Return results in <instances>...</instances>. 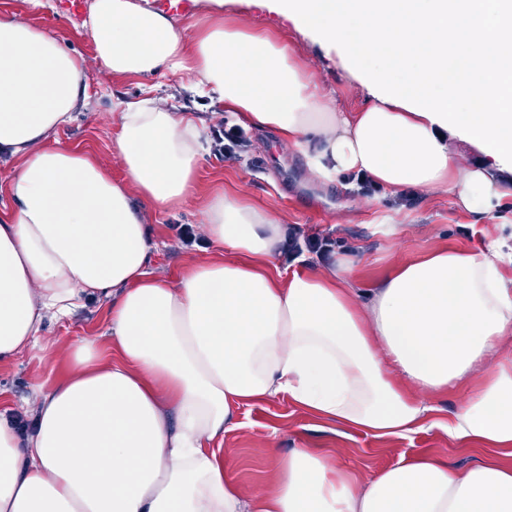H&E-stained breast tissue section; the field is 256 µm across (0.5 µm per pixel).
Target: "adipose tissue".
<instances>
[{
	"label": "adipose tissue",
	"mask_w": 512,
	"mask_h": 512,
	"mask_svg": "<svg viewBox=\"0 0 512 512\" xmlns=\"http://www.w3.org/2000/svg\"><path fill=\"white\" fill-rule=\"evenodd\" d=\"M334 49L368 96L331 112L326 95L261 33L201 16L184 25L133 0H91L94 57L115 77L179 78L211 106L272 130L313 178L363 176L396 194L451 195L489 214L512 191V0H273ZM81 53L0 13V361L43 349L42 330L91 299L104 336L71 345L76 366L40 392L19 429L0 410V512H512V467L460 472L404 457L356 480L309 448L273 489L244 490L213 446L242 408L279 395L375 438L421 430L433 400L470 383L442 427L512 451V263L491 242L451 246L364 286L349 255L282 268L288 228L216 191L206 259L178 280L152 272L148 216L185 208L210 155L193 113L113 96L123 178L57 134L90 99ZM488 161L463 164L449 136Z\"/></svg>",
	"instance_id": "adipose-tissue-1"
}]
</instances>
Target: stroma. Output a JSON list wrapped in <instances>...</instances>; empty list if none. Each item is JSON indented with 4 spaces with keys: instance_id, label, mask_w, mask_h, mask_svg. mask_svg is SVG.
<instances>
[{
    "instance_id": "35a3bbf8",
    "label": "stroma",
    "mask_w": 512,
    "mask_h": 512,
    "mask_svg": "<svg viewBox=\"0 0 512 512\" xmlns=\"http://www.w3.org/2000/svg\"><path fill=\"white\" fill-rule=\"evenodd\" d=\"M57 0L31 9L27 0H0V11L22 14L33 24L61 36L88 62L94 96L77 112L75 121L58 135L62 143L80 145L113 176L123 171L111 153L114 121L109 93L130 99L144 95L142 81L108 76L94 59L92 43L82 26L86 12L66 16ZM224 24L246 32H261L274 43L287 46L294 59L329 93L331 106L353 111L365 103L360 86L339 65L334 50L301 34L293 22L279 14L270 0H224ZM240 159L210 155L196 186L195 200L186 208L150 217L159 243L152 269L177 277L187 264L202 258L206 244L200 232L202 207L216 189L242 194L251 205L278 214L301 239H331L337 253L360 259L362 282L381 281L398 261H412L453 245L479 249L500 240L512 246V196L495 212L474 218L458 209L451 196L428 195L409 189L392 195L384 191H350L342 184L324 186L314 181L300 155L283 145L270 130L248 133ZM110 321L107 301L93 300L66 322L46 326L49 338L73 342L103 334ZM73 370L67 356L29 352L0 362V408H20L32 402L37 386H52ZM314 448L336 458L351 474L378 472L402 456L431 454L466 470L487 460L485 451L453 444L440 427L425 428L405 439L373 438L319 420L296 406L287 395L244 407L238 425L225 432L221 453L234 478L246 488L271 485L283 457L296 448Z\"/></svg>"
}]
</instances>
